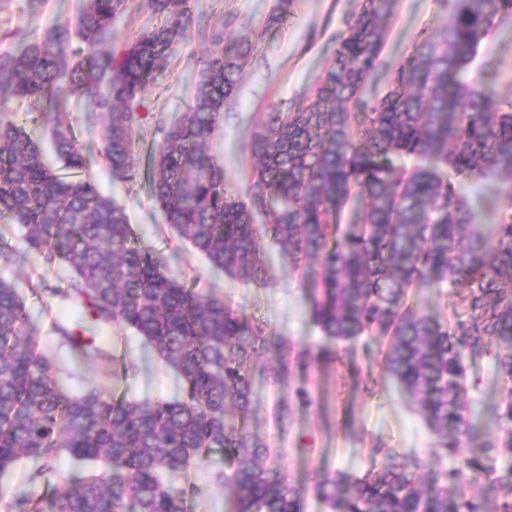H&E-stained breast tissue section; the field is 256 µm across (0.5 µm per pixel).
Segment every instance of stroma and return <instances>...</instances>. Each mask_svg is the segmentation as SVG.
<instances>
[{"label": "stroma", "mask_w": 512, "mask_h": 512, "mask_svg": "<svg viewBox=\"0 0 512 512\" xmlns=\"http://www.w3.org/2000/svg\"><path fill=\"white\" fill-rule=\"evenodd\" d=\"M278 4L279 0H190L186 36L173 45L138 107L141 122L133 130L135 180H113L100 156L102 127L88 123L82 106H74L71 122L90 158L89 175L98 190L124 206L134 231L147 245L174 255L172 275L204 294L223 297L235 309L263 321L280 339L279 352L262 358L253 370L248 424L277 451L283 472L303 490V512H332L313 490L317 475L363 477L375 447L394 449L399 463L421 457L427 463V485L456 461L437 447L423 413L391 382L382 336L367 334L348 343L325 336L313 324L304 280L316 275L317 261L293 266L282 248L273 246L265 257L262 284L245 285L215 273L199 252L164 224L147 178L150 146L163 142L170 124L187 112L196 94L200 58L215 45L227 48L246 41L252 51L242 62L239 85L224 107L211 149L224 163L227 186L244 195L254 192L256 161L249 150L254 131L267 112L298 107L310 96L335 54L338 36L360 8V0H295L284 10ZM77 8L78 0H0V35L18 30L25 41L42 40L47 28L75 19ZM449 13L448 0H392L382 19L385 39L372 87L385 90L396 68L415 54L426 36L444 27ZM162 22L144 8L143 0H128L113 25V49H123ZM472 73L490 83L499 97H512V19L498 22L481 44ZM467 293L464 286L450 283L420 288L414 304L449 320L463 311ZM27 301L32 313L42 316L38 330L43 351L62 371L72 372L73 389L93 383L131 400L170 401L182 396L174 372L131 334L112 349L114 356L136 366L122 380H114L111 359L74 362L52 330L53 322L65 321V305L45 294L28 296ZM283 357L292 366L285 386L273 379ZM465 366L467 399L475 418L484 437L498 438L497 413L507 385L497 376L491 354L466 357ZM300 388L308 392V400L296 398ZM284 401L291 407V419L283 429L275 411ZM232 470L231 456L221 450L194 463L178 479L195 488L186 499V512H234L232 495L212 481L214 472Z\"/></svg>", "instance_id": "obj_1"}]
</instances>
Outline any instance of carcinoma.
Returning a JSON list of instances; mask_svg holds the SVG:
<instances>
[{
	"instance_id": "obj_1",
	"label": "carcinoma",
	"mask_w": 512,
	"mask_h": 512,
	"mask_svg": "<svg viewBox=\"0 0 512 512\" xmlns=\"http://www.w3.org/2000/svg\"><path fill=\"white\" fill-rule=\"evenodd\" d=\"M391 0H362L333 61L299 108L269 112L254 133L256 190L226 187L224 166L207 148L239 84L248 47L201 58L189 112L150 152L147 171L165 223L210 265L244 283L265 280V241L299 263L322 258L305 281L312 322L352 341L377 332L387 342L390 376L420 406L451 456L480 436L469 418L466 355L496 345L497 375L512 381V99L467 78L512 0H450L446 25L423 40L374 93L370 79L384 44L380 18ZM166 17L116 55L112 25L127 0H81L76 26L57 23L43 41L0 52V223L23 231L26 252L70 271L47 292L72 316L54 325L80 362L110 357L112 327L131 330L180 378L183 399L129 401L96 385L72 391L40 348L21 289L0 278V478L26 459L29 481L66 456L43 507L25 489L0 483L8 512H185L187 490L174 479L212 450L234 469L215 476L235 512H302L303 491L276 472L278 456L249 429L252 368L279 346L260 322L218 296L174 278L169 257L142 245L122 206L100 194L67 105L87 103L102 124L101 155L114 178L131 181L132 131L143 96L190 15L189 0H145ZM90 51L80 58L74 39ZM54 115L55 157L26 130ZM508 211L479 224L474 184L501 179ZM355 216L340 215L348 204ZM265 224H255L257 217ZM445 282L471 288L469 318L450 324L419 314L414 288ZM502 437L485 441L487 460L512 451V390L498 414ZM425 461L372 464L363 479L319 478L315 493L336 512H487L465 487L499 485L495 512H512V483L491 466L461 458L433 487L420 485Z\"/></svg>"
}]
</instances>
